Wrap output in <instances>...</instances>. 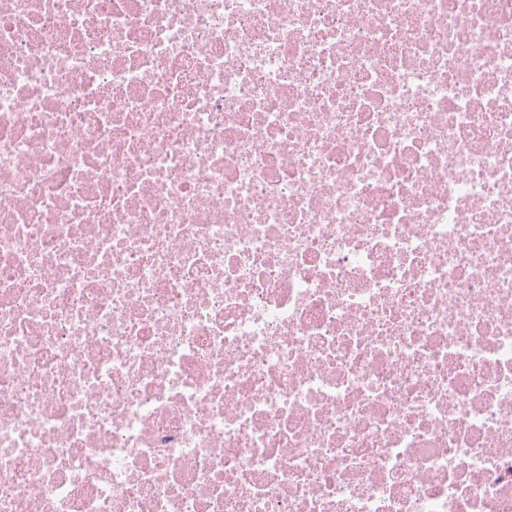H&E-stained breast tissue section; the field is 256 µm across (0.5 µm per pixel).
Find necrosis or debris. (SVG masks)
I'll return each mask as SVG.
<instances>
[{"instance_id":"1","label":"necrosis or debris","mask_w":512,"mask_h":512,"mask_svg":"<svg viewBox=\"0 0 512 512\" xmlns=\"http://www.w3.org/2000/svg\"><path fill=\"white\" fill-rule=\"evenodd\" d=\"M0 512H512V0H0Z\"/></svg>"}]
</instances>
